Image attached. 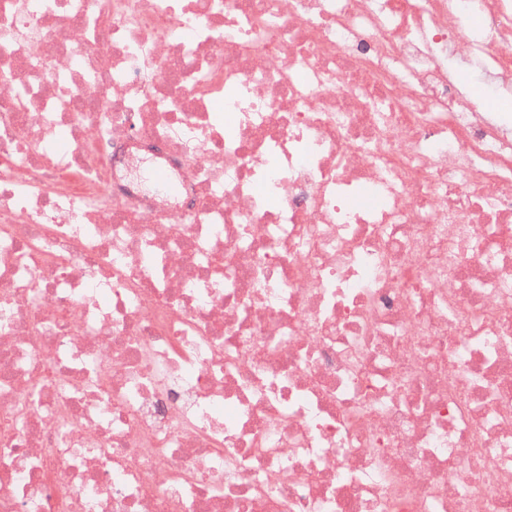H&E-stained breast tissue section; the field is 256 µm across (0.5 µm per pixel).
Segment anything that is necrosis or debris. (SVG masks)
<instances>
[{
  "mask_svg": "<svg viewBox=\"0 0 512 512\" xmlns=\"http://www.w3.org/2000/svg\"><path fill=\"white\" fill-rule=\"evenodd\" d=\"M476 68L512 0H0V512H512Z\"/></svg>",
  "mask_w": 512,
  "mask_h": 512,
  "instance_id": "1",
  "label": "necrosis or debris"
}]
</instances>
